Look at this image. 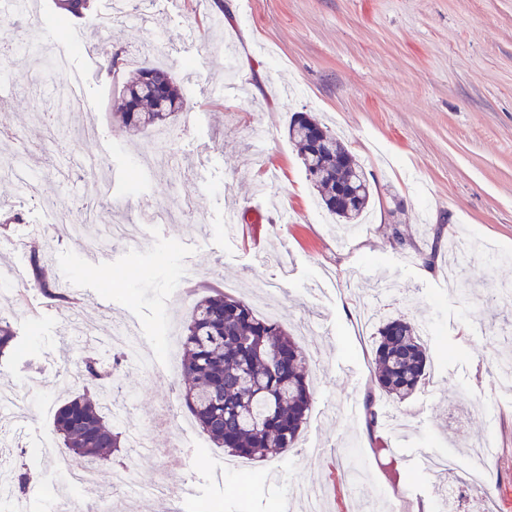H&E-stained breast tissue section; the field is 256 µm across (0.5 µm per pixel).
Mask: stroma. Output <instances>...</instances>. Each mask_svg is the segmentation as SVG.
Wrapping results in <instances>:
<instances>
[{
  "label": "stroma",
  "mask_w": 512,
  "mask_h": 512,
  "mask_svg": "<svg viewBox=\"0 0 512 512\" xmlns=\"http://www.w3.org/2000/svg\"><path fill=\"white\" fill-rule=\"evenodd\" d=\"M110 0L74 20L63 42L75 64L86 51L100 60L119 54L115 74L94 75L81 123L94 140L47 124L62 102L55 54L40 50L55 31V0H37L0 26V40L21 35L38 45L14 52L0 81L13 100L0 104V160L25 152L35 191L0 178V211L17 213L0 233V314L10 317L16 348L0 359V385L29 404L0 410L8 439L0 483L24 467L25 512H52L64 490V456L53 432L57 409L82 394L77 371L90 350L87 326L100 335L116 321L133 322L144 362L112 388L133 405L126 430L141 427L162 402L177 399L180 351L169 341L207 289L253 299L275 297L278 320L297 335L308 358L315 402L297 447L225 471L228 454L199 429H158L156 456H124L99 467L111 485L118 466L140 488L164 471L173 488L192 481L180 512H283L300 485L323 481L327 512H395L407 501L423 512L433 495L427 455L443 449L457 473L478 471L498 489L482 512H512V383L495 374V359L512 349V302L494 298L512 284V0H168L151 30L131 22L96 30ZM162 34L160 54L146 47ZM145 65L167 71L186 110L156 144L154 130L129 131L113 118L123 83ZM317 114L356 155L374 186L365 222L339 232L314 196L288 139L294 113ZM106 160L101 179L112 188L96 202V227L136 224L143 248L101 246L87 258L86 238L61 223L87 188L71 168L74 155ZM279 174L270 195L255 198L265 170ZM195 201L202 222L157 213ZM239 221L226 227V210ZM456 239L478 243L461 255ZM48 252L53 278L83 280L88 296L66 310L33 284L29 259ZM391 293H381L379 281ZM372 298L379 316L402 314L424 332L430 375L404 400L377 399L380 420L366 425L372 389L375 327L361 324L357 302ZM108 314H100L99 301Z\"/></svg>",
  "instance_id": "obj_1"
}]
</instances>
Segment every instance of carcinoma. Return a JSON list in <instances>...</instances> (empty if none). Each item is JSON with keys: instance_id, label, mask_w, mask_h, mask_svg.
Instances as JSON below:
<instances>
[{"instance_id": "1", "label": "carcinoma", "mask_w": 512, "mask_h": 512, "mask_svg": "<svg viewBox=\"0 0 512 512\" xmlns=\"http://www.w3.org/2000/svg\"><path fill=\"white\" fill-rule=\"evenodd\" d=\"M64 11L60 29L82 17L90 0H57ZM121 122L134 132L164 125L184 111L180 86L157 67H144L123 85ZM306 178L323 208L339 224H356L371 204L373 190L363 165L322 120L298 112L288 125ZM35 287L58 289L40 260L32 263ZM374 375L378 393L402 400L426 380L427 353L418 326L403 316L376 330ZM10 320L0 316V358L15 348ZM185 388L180 404L203 433L233 456L259 459L288 452L314 403L307 356L281 323L258 315L250 302L219 289L198 300L181 334ZM82 379L100 390L96 399L78 395L54 418V431L72 458L108 461L127 447V434L105 406L104 381L112 378L92 352L80 365Z\"/></svg>"}]
</instances>
